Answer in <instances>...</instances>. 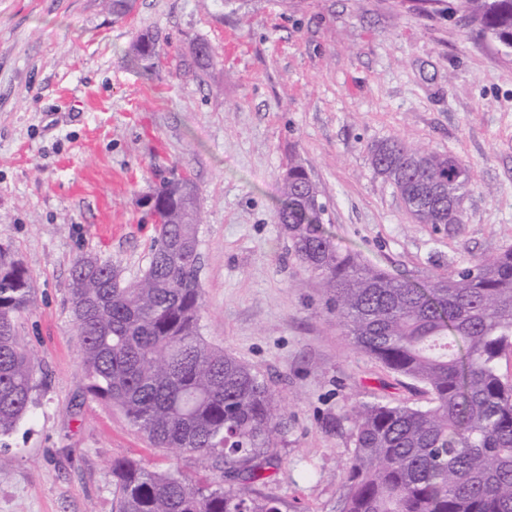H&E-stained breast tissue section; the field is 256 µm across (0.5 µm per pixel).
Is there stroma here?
Segmentation results:
<instances>
[{
  "mask_svg": "<svg viewBox=\"0 0 512 512\" xmlns=\"http://www.w3.org/2000/svg\"><path fill=\"white\" fill-rule=\"evenodd\" d=\"M443 8L403 0H0V247L27 268L18 321L41 360L28 417L0 438V512H112V461L199 478L92 400L67 303L74 259L136 279L157 226L146 195L175 173L198 188L200 328L264 376L288 421L267 493L333 512L353 445L351 407L424 404L412 381L355 350L275 212L300 160L340 249L424 281L512 246V62ZM160 36L154 75L126 57ZM216 53L186 68L194 45ZM401 138L471 168L459 224H417L371 167Z\"/></svg>",
  "mask_w": 512,
  "mask_h": 512,
  "instance_id": "1",
  "label": "stroma"
}]
</instances>
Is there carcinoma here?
<instances>
[{
  "mask_svg": "<svg viewBox=\"0 0 512 512\" xmlns=\"http://www.w3.org/2000/svg\"><path fill=\"white\" fill-rule=\"evenodd\" d=\"M454 11L512 59V0H457ZM127 57L156 72L159 40L146 31ZM211 48L193 63L213 64ZM417 224L463 223L471 170L451 154L393 138L369 148ZM160 230L141 276L126 283L110 261L77 257L69 303L82 338L88 396L118 408L155 448L220 466L199 481L137 460L112 461L114 512H285L260 490L287 422L264 378L200 334V211L170 180L153 191ZM325 205L307 169L283 176L278 223L303 267L320 278L354 349L410 379L425 407L382 400L352 410L353 450L335 512H512V247L420 283L371 266L325 235ZM31 276L0 250V436L28 416L39 363L17 319Z\"/></svg>",
  "mask_w": 512,
  "mask_h": 512,
  "instance_id": "carcinoma-1",
  "label": "carcinoma"
}]
</instances>
